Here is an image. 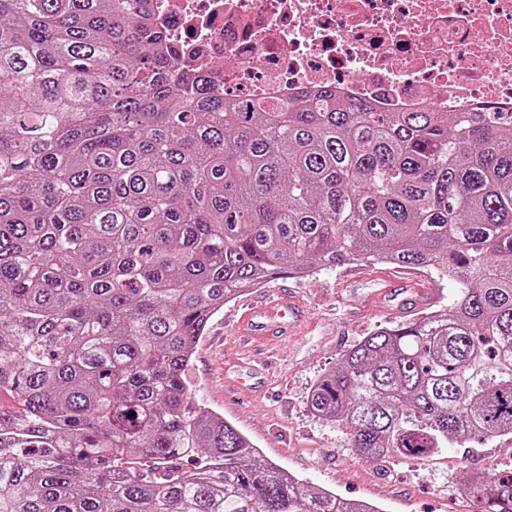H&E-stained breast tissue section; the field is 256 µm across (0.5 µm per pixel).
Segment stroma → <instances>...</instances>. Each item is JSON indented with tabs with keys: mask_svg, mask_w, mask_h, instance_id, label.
Instances as JSON below:
<instances>
[{
	"mask_svg": "<svg viewBox=\"0 0 512 512\" xmlns=\"http://www.w3.org/2000/svg\"><path fill=\"white\" fill-rule=\"evenodd\" d=\"M375 272V267L349 262L289 278L305 301L307 320L284 345L265 392L251 398L225 395L218 378L220 365L244 358L229 327L236 304L225 303L189 369L195 397L245 434L263 460L311 486L380 505L385 512H473L472 502L459 491L462 472L511 459L512 440L496 439L470 451L452 444L424 459L372 463L350 448L342 427L322 422L308 408L313 385L338 366L346 350L377 327L405 321L398 303L409 294L401 284L406 270L393 269L396 283L388 289L375 280Z\"/></svg>",
	"mask_w": 512,
	"mask_h": 512,
	"instance_id": "stroma-1",
	"label": "stroma"
}]
</instances>
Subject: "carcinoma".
Here are the masks:
<instances>
[{
	"instance_id": "cac0c4a2",
	"label": "carcinoma",
	"mask_w": 512,
	"mask_h": 512,
	"mask_svg": "<svg viewBox=\"0 0 512 512\" xmlns=\"http://www.w3.org/2000/svg\"><path fill=\"white\" fill-rule=\"evenodd\" d=\"M162 41L145 0H0V512H380L187 379L224 303L351 261L459 294L349 348L311 413L374 461L512 437V112L228 99ZM462 488L512 512V462Z\"/></svg>"
}]
</instances>
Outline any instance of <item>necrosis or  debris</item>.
I'll list each match as a JSON object with an SVG mask.
<instances>
[{
	"instance_id": "4bbe7bcc",
	"label": "necrosis or debris",
	"mask_w": 512,
	"mask_h": 512,
	"mask_svg": "<svg viewBox=\"0 0 512 512\" xmlns=\"http://www.w3.org/2000/svg\"><path fill=\"white\" fill-rule=\"evenodd\" d=\"M174 67L232 98L512 112V0H149Z\"/></svg>"
}]
</instances>
